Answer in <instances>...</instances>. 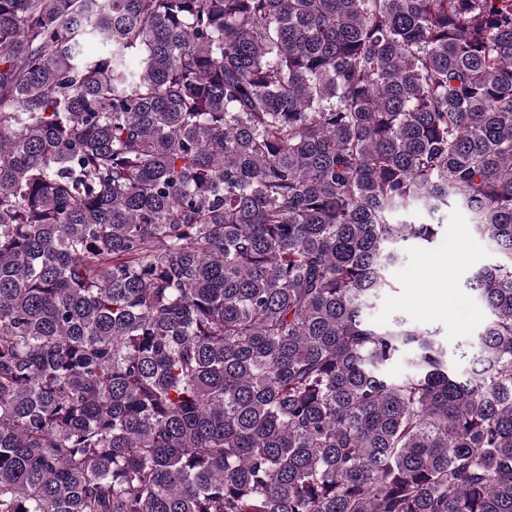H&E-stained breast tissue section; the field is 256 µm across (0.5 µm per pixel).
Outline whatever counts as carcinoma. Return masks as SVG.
Returning <instances> with one entry per match:
<instances>
[{
    "label": "carcinoma",
    "mask_w": 512,
    "mask_h": 512,
    "mask_svg": "<svg viewBox=\"0 0 512 512\" xmlns=\"http://www.w3.org/2000/svg\"><path fill=\"white\" fill-rule=\"evenodd\" d=\"M0 512H512V0H0ZM445 222L455 230V251L448 253V247L430 253L404 249L403 267L394 271L396 278H403L404 287L379 294L369 312L380 324L404 319L420 329L437 331L448 345L456 372L462 373L469 370L476 355L481 323L487 317L481 301L464 283L477 269L496 261L498 254L488 238L473 231L468 211L449 209ZM451 258L455 264L448 266ZM406 270L413 272L410 283L404 276ZM461 302L470 307L466 321L458 318L456 308Z\"/></svg>",
    "instance_id": "1"
}]
</instances>
